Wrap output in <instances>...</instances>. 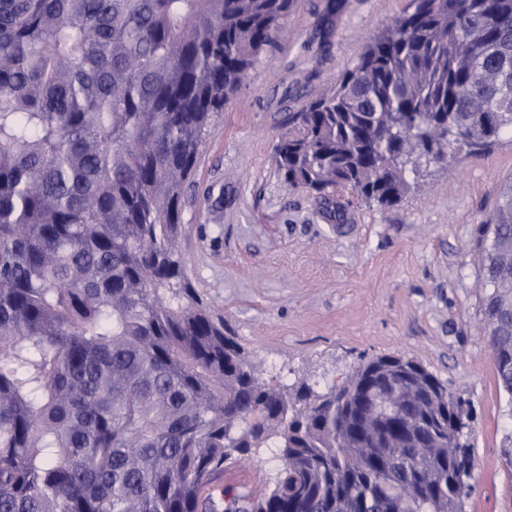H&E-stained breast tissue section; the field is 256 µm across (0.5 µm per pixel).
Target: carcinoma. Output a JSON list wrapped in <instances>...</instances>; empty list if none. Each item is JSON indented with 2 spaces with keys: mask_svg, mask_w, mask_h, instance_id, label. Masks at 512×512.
<instances>
[{
  "mask_svg": "<svg viewBox=\"0 0 512 512\" xmlns=\"http://www.w3.org/2000/svg\"><path fill=\"white\" fill-rule=\"evenodd\" d=\"M296 0H0V512H463L470 405L380 355L270 386L190 282L185 185ZM512 134V0H408L274 158L391 205ZM512 352V185L478 229ZM278 438L273 485L213 482Z\"/></svg>",
  "mask_w": 512,
  "mask_h": 512,
  "instance_id": "carcinoma-1",
  "label": "carcinoma"
}]
</instances>
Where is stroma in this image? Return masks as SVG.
I'll list each match as a JSON object with an SVG mask.
<instances>
[{"label": "stroma", "instance_id": "35a3bbf8", "mask_svg": "<svg viewBox=\"0 0 512 512\" xmlns=\"http://www.w3.org/2000/svg\"><path fill=\"white\" fill-rule=\"evenodd\" d=\"M408 0H298L213 123L185 191L182 254L264 382L324 392L379 355L413 359L471 405L466 512H512V400L481 311L478 227L512 181V138L430 164L390 206L288 190L274 146Z\"/></svg>", "mask_w": 512, "mask_h": 512}]
</instances>
